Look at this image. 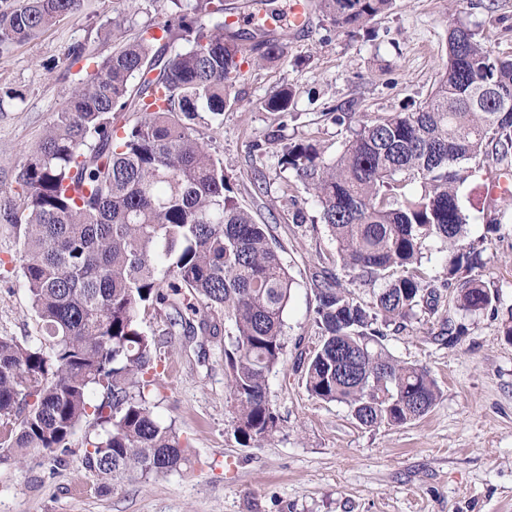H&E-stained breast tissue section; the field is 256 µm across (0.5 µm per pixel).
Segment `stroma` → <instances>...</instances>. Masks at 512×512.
<instances>
[{"label":"stroma","instance_id":"35a3bbf8","mask_svg":"<svg viewBox=\"0 0 512 512\" xmlns=\"http://www.w3.org/2000/svg\"><path fill=\"white\" fill-rule=\"evenodd\" d=\"M137 26L171 19L170 0H83L65 19L24 44L0 51V211L14 197L26 156L53 123L82 77L70 49L111 53L104 34L115 12ZM464 26L494 51L512 55V0H395L391 11L360 28L337 30L321 13L290 33L285 55L242 64L239 106L206 115L199 130L224 161L238 203L270 224L293 280L284 312V354L268 377L279 416L272 438L237 441L229 399L226 332L169 337L149 400L154 416L174 423L193 455L180 471L144 481L113 480L86 468L87 427L71 438L74 453L55 468L49 454L0 462V512H512V204L492 199L489 182L512 172V155L469 163L460 187L468 242L482 252L485 283L499 293L497 314L440 308L384 340L395 359L426 368L441 395L423 418L402 426L365 427L337 402L311 398L304 368L317 343L311 316L314 279L335 280L359 302L372 289L352 282L336 262V243L291 169L279 160L297 142L334 158L350 136L335 118L371 119L423 104L443 72L449 29ZM291 87L290 116L263 100ZM15 99H8V92ZM497 218L501 229L486 236ZM464 327L462 342L441 340ZM21 277L19 248L0 220V336H37Z\"/></svg>","mask_w":512,"mask_h":512}]
</instances>
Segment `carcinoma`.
Segmentation results:
<instances>
[{
    "label": "carcinoma",
    "mask_w": 512,
    "mask_h": 512,
    "mask_svg": "<svg viewBox=\"0 0 512 512\" xmlns=\"http://www.w3.org/2000/svg\"><path fill=\"white\" fill-rule=\"evenodd\" d=\"M83 0H18L0 13V50L78 19ZM175 22L145 27L98 57L83 45L85 77L72 89L16 176L5 212L39 335L0 336V446L49 452L62 464L75 430L93 419L85 465L109 477L177 471L191 448L153 416V350L173 328L215 336L232 323L226 353L241 445L273 435L279 416L268 377L281 361L283 314L293 280L267 224L231 196L224 163L200 137L203 113L240 102L248 53H285L284 38L256 27L227 31L224 0H173ZM394 0H317L337 29L359 27ZM184 46L176 49L172 40ZM444 72L422 107L358 123L332 161L296 143L295 171L337 243L353 281L380 285L371 305L337 283L315 284L320 340L305 370L314 398L345 404L360 425L401 426L427 415L439 388L429 372L394 359L382 341L418 312L438 313L439 289L459 310H493L468 215L458 195L462 165L512 155V57L464 27L448 33ZM290 88L262 103L285 113ZM417 182L421 191L406 192ZM444 243L443 276L422 268L426 242ZM166 316L147 335L139 315Z\"/></svg>",
    "instance_id": "cac0c4a2"
}]
</instances>
